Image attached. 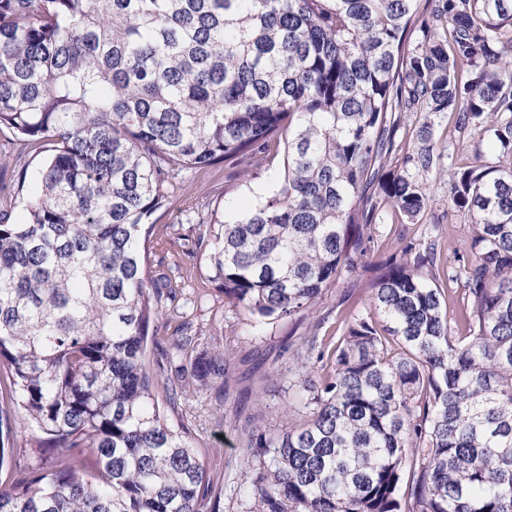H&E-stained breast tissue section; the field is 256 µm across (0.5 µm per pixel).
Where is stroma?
<instances>
[{
	"label": "stroma",
	"instance_id": "obj_1",
	"mask_svg": "<svg viewBox=\"0 0 512 512\" xmlns=\"http://www.w3.org/2000/svg\"><path fill=\"white\" fill-rule=\"evenodd\" d=\"M433 139L446 147L456 165L467 163L475 142L472 133L456 128L451 116L435 123ZM283 162L284 153L279 150L267 169L251 178L244 177L239 167L233 165H218L190 174L186 191L172 198L155 228L156 234L165 235L169 241L166 252L155 248L150 251V262L165 258L170 267L178 269L186 290L195 291L198 297L193 304L166 307L163 335H171L175 327L188 321L201 348L220 343L231 355L228 396L221 399L214 390L200 389L181 400L178 406L165 409L170 422L218 475L223 474L226 460L237 455L238 438L245 431L258 426L282 433L300 422L302 409L289 406L287 384L272 379L273 362L286 345L301 343L318 317H326L328 333H335L341 324L334 314L339 299L348 291L368 297L371 283L381 273L379 266L362 271L355 279L332 289L314 313L303 319L276 321L271 324L265 342L252 341L240 316L225 304L216 283L205 280L202 260H189L185 251L208 236L206 220L211 215L233 218L267 196L283 172ZM42 163V156L32 152L20 160L0 164V184L8 188L7 193L0 195V206L7 207L14 223L26 219V201L37 189ZM426 187L438 204L421 214L415 223H401L394 215L378 223L382 241L380 262L398 253L405 237L418 242L435 241L441 250L440 266L444 269L455 265L458 256L467 251L471 226L441 203L448 193L447 175L430 174Z\"/></svg>",
	"mask_w": 512,
	"mask_h": 512
}]
</instances>
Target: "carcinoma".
I'll list each match as a JSON object with an SVG mask.
<instances>
[{"label":"carcinoma","mask_w":512,"mask_h":512,"mask_svg":"<svg viewBox=\"0 0 512 512\" xmlns=\"http://www.w3.org/2000/svg\"><path fill=\"white\" fill-rule=\"evenodd\" d=\"M448 112L476 138L443 199L467 255L442 278L406 243L368 300L343 295L340 335L320 318L284 349L307 418L240 436L245 512H512V0H0V130L48 153L25 222L0 209V471L17 422L55 450L0 477V512H224L155 394L150 336L167 404L229 383L224 350L159 338L188 298L149 276L158 213L185 174L284 143L280 184L210 219L204 257L262 342L371 265L382 214L433 204Z\"/></svg>","instance_id":"cac0c4a2"}]
</instances>
